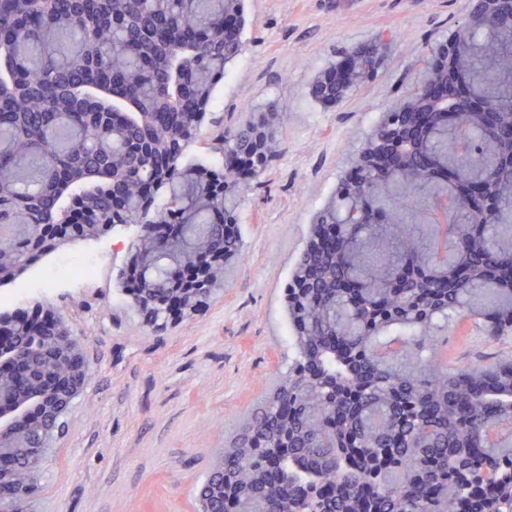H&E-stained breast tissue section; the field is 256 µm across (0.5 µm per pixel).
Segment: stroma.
<instances>
[{
  "instance_id": "1",
  "label": "stroma",
  "mask_w": 512,
  "mask_h": 512,
  "mask_svg": "<svg viewBox=\"0 0 512 512\" xmlns=\"http://www.w3.org/2000/svg\"><path fill=\"white\" fill-rule=\"evenodd\" d=\"M471 0H244L243 52L227 66L191 160L220 163L226 127L276 114L281 152L250 181L239 209L243 248L189 320L147 326L120 288L136 225L65 246L0 287V309L39 306L81 339L89 376L72 400L34 497L37 512H196L209 456L285 375L294 355L284 289L339 175L383 113L398 105ZM376 76L329 106L310 95L342 52L374 39ZM91 262L87 281L52 278ZM449 367L512 360V335L440 333Z\"/></svg>"
}]
</instances>
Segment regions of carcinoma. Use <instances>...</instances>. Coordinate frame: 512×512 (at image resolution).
Wrapping results in <instances>:
<instances>
[{
    "label": "carcinoma",
    "instance_id": "carcinoma-1",
    "mask_svg": "<svg viewBox=\"0 0 512 512\" xmlns=\"http://www.w3.org/2000/svg\"><path fill=\"white\" fill-rule=\"evenodd\" d=\"M225 0H0V260L26 270L45 257L27 224H57L79 209L81 224L161 223L145 272L154 291L194 270L202 247L238 254L236 223L245 184L225 190V163L253 153L254 126L224 133V162L185 160L224 68L242 41L224 40ZM470 53L483 64V94L512 128V73L494 59L512 52L473 29ZM430 153L438 174L412 185L371 176L328 206L314 239L337 232L343 253L310 244L298 267L322 277L292 280L304 300L288 302L295 355L274 393L232 445L209 463L198 497L223 512H512V362L432 366L433 331L468 311L484 335L512 334V194L495 200L487 224L448 211L450 186L465 177L512 185V146L476 123L438 112ZM167 180L151 204L132 187ZM367 222L341 223L353 211ZM21 356L39 372L60 366L52 323L33 334L0 313ZM28 436L15 448L24 475L0 512H27L42 475L46 408L28 406Z\"/></svg>",
    "mask_w": 512,
    "mask_h": 512
}]
</instances>
